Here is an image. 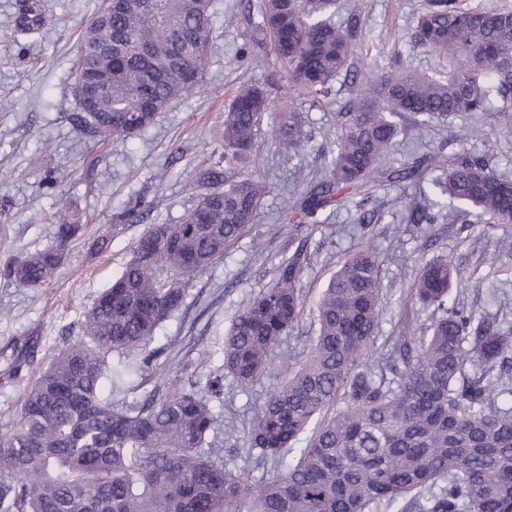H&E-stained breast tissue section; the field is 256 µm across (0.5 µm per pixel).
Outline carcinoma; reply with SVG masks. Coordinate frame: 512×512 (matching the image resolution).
Here are the masks:
<instances>
[{"mask_svg":"<svg viewBox=\"0 0 512 512\" xmlns=\"http://www.w3.org/2000/svg\"><path fill=\"white\" fill-rule=\"evenodd\" d=\"M209 0H145L144 9L100 10L81 34L83 63L112 68L100 109L78 117L98 137L131 138L180 94L203 83L213 31ZM336 0H264L266 32L288 68V89L317 101L348 70L361 43L353 8L338 27ZM413 43L437 60L429 76L391 65L356 88L337 113L331 159L289 197L287 210L324 224L336 196L359 192L371 224L376 183L427 185L406 206L409 224H512V179L482 156L386 158L396 118L426 128L512 99V9L466 0H423ZM149 51L141 55L139 48ZM261 83L239 89L217 137L230 160L255 151L269 108ZM302 114L280 113L275 137L304 147ZM266 183L224 180L201 195L180 224L149 226L134 255L85 313L82 336L60 349L24 396L12 432L0 435V512H512V325L476 317L453 286L452 260L425 262L412 300L436 314L419 335L377 346L383 308L379 265L361 247L338 267L316 309L317 336L304 359L277 353L302 313V251L277 267L275 284L238 310L224 336V371L248 385L286 374L255 409L248 455L273 474L260 483L224 469L221 434L235 420L175 379L142 402L124 392L129 354L155 340L178 311L196 273L224 256L254 223ZM55 246L13 262L4 275L38 288L51 281L81 225L58 196Z\"/></svg>","mask_w":512,"mask_h":512,"instance_id":"carcinoma-1","label":"carcinoma"}]
</instances>
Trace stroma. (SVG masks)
I'll return each mask as SVG.
<instances>
[{
	"mask_svg": "<svg viewBox=\"0 0 512 512\" xmlns=\"http://www.w3.org/2000/svg\"><path fill=\"white\" fill-rule=\"evenodd\" d=\"M360 2L363 38L370 53L363 64L384 69L392 62L430 72L435 58L413 46V20L420 0H339L340 7ZM43 26L20 30L24 0H0V435L12 431L23 397L53 355L80 334L84 314L119 275L138 239L151 224H178L209 187L200 179L209 168L224 166L215 138L224 112L244 84L264 83L271 104L256 134V152L237 168L268 185L249 232L223 258L198 272L187 287L183 307L166 319L148 352L128 361V379L137 398L153 388L143 377L154 371L179 376L182 365L195 369L200 385L221 378L223 410L247 425L262 403L273 377L239 385L223 373L221 345L242 302L274 283L275 269L292 254L288 228L293 219L283 203L301 177L321 169L336 132V114L352 95L349 81L337 79L328 103L297 98L309 142L289 155L274 138L280 107L288 99L286 73L271 49L260 42L262 0H211L213 32L204 65L203 85L187 89L154 123L133 138L86 135L74 122L80 106L74 92L79 36L102 0H36ZM258 46L259 59L243 54ZM403 141L394 162L410 151L458 152L485 156L493 170L512 178V103L495 101L491 110L455 118L451 126L417 130L402 117ZM467 134L455 135L457 126ZM412 185H379V221L371 231L357 226L356 195H347L328 223L303 226L298 238L305 262L300 286L305 297L301 320L283 350L301 354L316 329V301L329 278L351 253L367 246L383 279L382 336H402L429 323L430 311L414 304L410 286L420 264L432 257L456 259L462 278L473 270L512 269V253L501 251L512 224H436L432 234L405 221V202L418 194ZM69 199L82 225L55 278L39 288H21L3 276L21 256L54 244L47 217L56 196ZM147 207L145 222L121 221L134 204ZM107 238L99 250V238Z\"/></svg>",
	"mask_w": 512,
	"mask_h": 512,
	"instance_id": "stroma-1",
	"label": "stroma"
}]
</instances>
